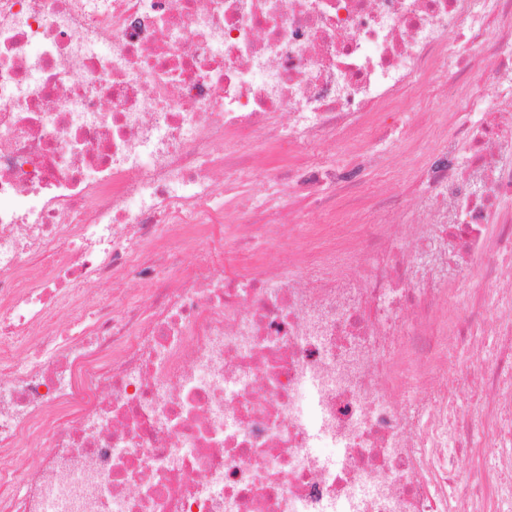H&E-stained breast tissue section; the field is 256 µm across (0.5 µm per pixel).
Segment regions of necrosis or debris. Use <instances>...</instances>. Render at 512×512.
<instances>
[{
  "mask_svg": "<svg viewBox=\"0 0 512 512\" xmlns=\"http://www.w3.org/2000/svg\"><path fill=\"white\" fill-rule=\"evenodd\" d=\"M507 266L512 0H0V512H512ZM371 144L377 157L376 163H366L362 174L365 182L377 186L384 195L395 194L404 206L414 204L417 193L401 179L403 158L395 145L396 135L380 126L371 136ZM465 368V362L462 354L455 349H448V390L455 393L459 407L471 413L480 410L476 418L479 424L487 432V420L491 413L489 403L479 400L477 397H471L461 383V373Z\"/></svg>",
  "mask_w": 512,
  "mask_h": 512,
  "instance_id": "4bbe7bcc",
  "label": "necrosis or debris"
}]
</instances>
